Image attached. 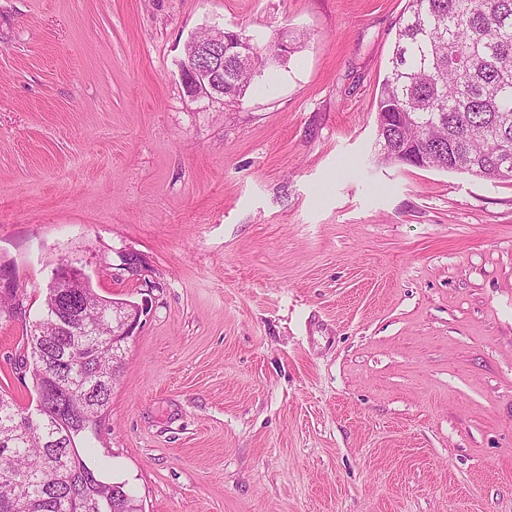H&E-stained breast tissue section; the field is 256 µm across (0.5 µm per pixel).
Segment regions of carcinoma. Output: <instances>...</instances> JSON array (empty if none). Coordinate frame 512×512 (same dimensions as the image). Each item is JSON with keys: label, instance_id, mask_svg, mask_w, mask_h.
<instances>
[{"label": "carcinoma", "instance_id": "1", "mask_svg": "<svg viewBox=\"0 0 512 512\" xmlns=\"http://www.w3.org/2000/svg\"><path fill=\"white\" fill-rule=\"evenodd\" d=\"M274 46L224 64L225 102L285 61ZM376 112L412 113L377 131L385 163L419 153L428 168L512 182V0H407ZM78 301L94 325H50L57 297L49 290L42 318L25 330L18 366L36 396L53 395L46 411L30 415L0 392V473L12 477L0 484V512L19 501L27 512H130L137 502L81 454L123 362L112 347V300L87 283Z\"/></svg>", "mask_w": 512, "mask_h": 512}]
</instances>
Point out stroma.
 Segmentation results:
<instances>
[{"label": "stroma", "instance_id": "obj_1", "mask_svg": "<svg viewBox=\"0 0 512 512\" xmlns=\"http://www.w3.org/2000/svg\"><path fill=\"white\" fill-rule=\"evenodd\" d=\"M406 4L0 0V391L59 263L146 301L86 436L145 512H512V182L379 162ZM213 26L300 49L193 98Z\"/></svg>", "mask_w": 512, "mask_h": 512}]
</instances>
